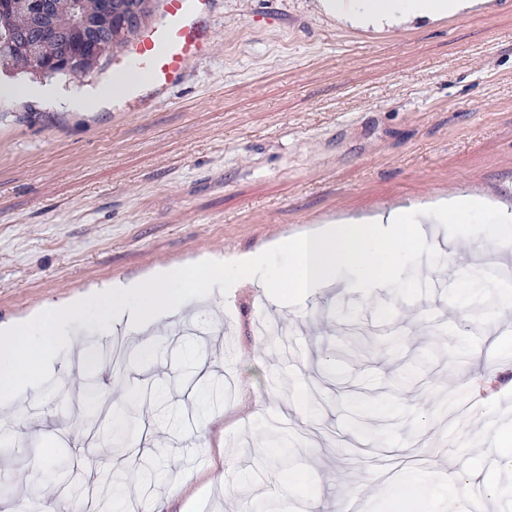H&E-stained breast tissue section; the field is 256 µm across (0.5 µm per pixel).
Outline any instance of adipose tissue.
Returning a JSON list of instances; mask_svg holds the SVG:
<instances>
[{
	"label": "adipose tissue",
	"mask_w": 512,
	"mask_h": 512,
	"mask_svg": "<svg viewBox=\"0 0 512 512\" xmlns=\"http://www.w3.org/2000/svg\"><path fill=\"white\" fill-rule=\"evenodd\" d=\"M320 0L321 8L362 27L400 26L419 17L442 19L470 9L477 0ZM411 203L372 214L328 222L311 235L289 237L271 250L226 260L207 255L191 263H174L126 281L94 286L24 318L0 323V406L9 407L37 393L45 372L69 341V328L80 316L99 322L100 334L111 325L135 322L146 328L178 314L190 292L227 280L260 282L278 303L301 301L314 289L336 283V271L347 266L364 272L369 287L393 284L401 253L410 237H423Z\"/></svg>",
	"instance_id": "adipose-tissue-1"
}]
</instances>
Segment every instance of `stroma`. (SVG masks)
Segmentation results:
<instances>
[{
    "instance_id": "35a3bbf8",
    "label": "stroma",
    "mask_w": 512,
    "mask_h": 512,
    "mask_svg": "<svg viewBox=\"0 0 512 512\" xmlns=\"http://www.w3.org/2000/svg\"><path fill=\"white\" fill-rule=\"evenodd\" d=\"M210 57L192 64L168 101L149 112H94L0 96V321L19 319L88 287L156 266L261 250L325 222L407 201L483 199L457 225L454 255L413 241L391 288H337L279 307L261 289L230 284L187 318L161 327L151 356L127 340L129 368L167 389V409L129 427L132 400L150 389L111 374L75 401L41 390L0 421V501L26 479L48 480L72 460L81 484L131 469L135 450L105 442L148 433L166 478L182 485L170 512H243L247 496L278 481V456L259 438L287 427L304 493L350 498L362 512H431L400 491L396 460L425 458L433 481L448 471L487 478L491 512L512 490V291L497 253L512 247V0L401 30L345 25L317 0H219ZM479 274L458 291L457 265ZM356 359L326 355L353 337ZM66 361L83 374L102 357L96 326L74 324ZM230 396L194 414L196 367ZM321 397L308 418L293 402ZM364 428H357V419Z\"/></svg>"
}]
</instances>
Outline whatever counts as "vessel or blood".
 <instances>
[{
	"label": "vessel or blood",
	"mask_w": 512,
	"mask_h": 512,
	"mask_svg": "<svg viewBox=\"0 0 512 512\" xmlns=\"http://www.w3.org/2000/svg\"><path fill=\"white\" fill-rule=\"evenodd\" d=\"M216 0H158L153 23L142 27L112 60V102L145 110L162 103L189 64L210 55Z\"/></svg>",
	"instance_id": "b4317fda"
}]
</instances>
